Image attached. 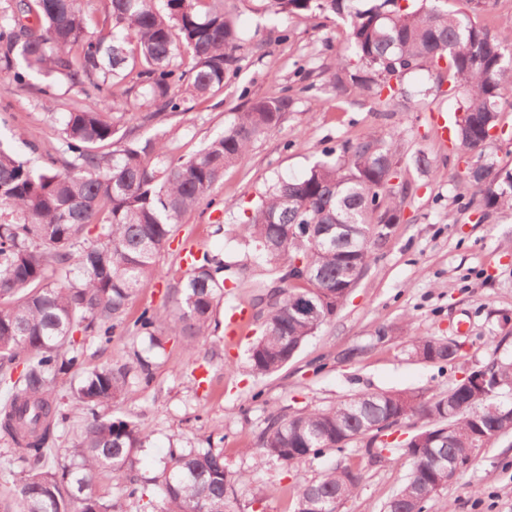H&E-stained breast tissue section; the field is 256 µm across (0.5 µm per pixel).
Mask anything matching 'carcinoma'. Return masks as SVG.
Here are the masks:
<instances>
[{
  "label": "carcinoma",
  "instance_id": "cac0c4a2",
  "mask_svg": "<svg viewBox=\"0 0 512 512\" xmlns=\"http://www.w3.org/2000/svg\"><path fill=\"white\" fill-rule=\"evenodd\" d=\"M276 14H334L350 18L355 58L338 55L328 82L335 93L356 89L371 98L388 92L409 99L406 76L416 70L448 79L462 95L455 139L469 158L466 176L486 213L512 210V171L485 155L487 131L498 124L499 103L512 82V56L468 14L450 13L447 0L429 8L417 0H263ZM245 39L229 0H108L103 15L91 0H20L0 16V67L50 77L86 98H112V111L77 105L53 119L61 149L36 170L0 142V437L14 461L36 468L15 474L21 512H119L96 488L103 472L135 508L148 506L158 488L165 512H228L230 499L249 488L244 472L224 462L220 448L173 447L160 474L146 480L136 456L150 437L112 407L130 400L135 385L153 377L139 349L120 365L89 372L75 389L70 410L84 416V432L62 472L48 465V445L63 419L54 382L83 364L91 336L110 343L116 332L165 349L163 325L181 336L187 352L208 332L228 277L224 261L192 257L188 276L169 288L163 313L145 308L131 323L126 310L137 288L161 274L157 255L189 211L209 197L224 170L238 163L261 136L275 130L295 103L289 88L248 102L233 123L200 149L177 154L165 131L146 138L120 132V114L146 100L152 122L224 91L239 71ZM402 159L395 135L346 141L329 148L297 180L279 181L255 203L245 221L243 246L259 270L249 284L258 296L286 281L281 261L303 263L309 288L289 284L270 294L262 335L249 350L259 375L285 367L303 343L344 305L358 269L378 247L376 225L401 221L413 191L399 181ZM326 298L318 320L300 314L302 296ZM418 361L452 363L457 345L413 336ZM422 426L404 443L374 442L373 425ZM512 437V356L477 362L445 396L407 391H365L290 416H271L257 440L258 462L297 470L326 450L367 440L371 460L400 448L405 481L386 512H422L421 495L448 486L456 463L475 461L477 444ZM362 473L348 465L325 471L298 493L296 512H338L355 496Z\"/></svg>",
  "mask_w": 512,
  "mask_h": 512
}]
</instances>
